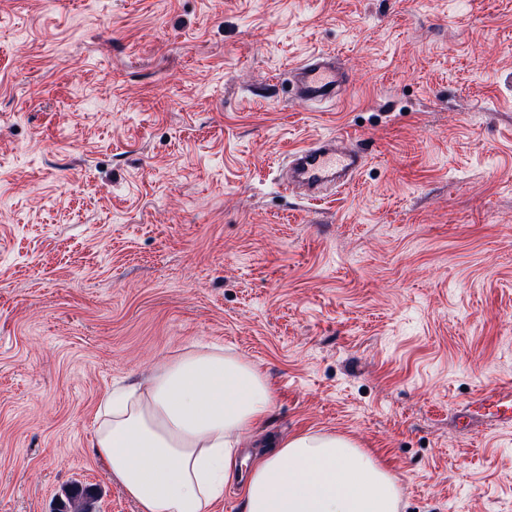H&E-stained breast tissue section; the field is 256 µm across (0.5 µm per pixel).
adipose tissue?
Returning <instances> with one entry per match:
<instances>
[{
  "label": "adipose tissue",
  "mask_w": 512,
  "mask_h": 512,
  "mask_svg": "<svg viewBox=\"0 0 512 512\" xmlns=\"http://www.w3.org/2000/svg\"><path fill=\"white\" fill-rule=\"evenodd\" d=\"M266 381L222 349L164 363L148 387L107 396L93 446L140 512H212L242 438L271 405ZM245 512H398L394 477L343 435L304 431L262 452Z\"/></svg>",
  "instance_id": "obj_1"
}]
</instances>
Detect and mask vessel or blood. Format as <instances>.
<instances>
[{"instance_id": "vessel-or-blood-1", "label": "vessel or blood", "mask_w": 512, "mask_h": 512, "mask_svg": "<svg viewBox=\"0 0 512 512\" xmlns=\"http://www.w3.org/2000/svg\"><path fill=\"white\" fill-rule=\"evenodd\" d=\"M293 89L306 102L337 101L345 82L335 56L314 53L294 67ZM363 155L346 135L317 139L288 154L292 183L305 188L309 200L324 199L332 186L349 187Z\"/></svg>"}]
</instances>
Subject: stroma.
I'll return each instance as SVG.
<instances>
[{"label": "stroma", "instance_id": "obj_1", "mask_svg": "<svg viewBox=\"0 0 512 512\" xmlns=\"http://www.w3.org/2000/svg\"><path fill=\"white\" fill-rule=\"evenodd\" d=\"M332 51L311 110L290 67ZM344 132L313 205L280 157ZM254 443L368 449L399 512H512V0H0V512H138L93 448L115 388L209 346ZM93 497L86 488H75L68 496L58 512H93Z\"/></svg>", "mask_w": 512, "mask_h": 512}]
</instances>
